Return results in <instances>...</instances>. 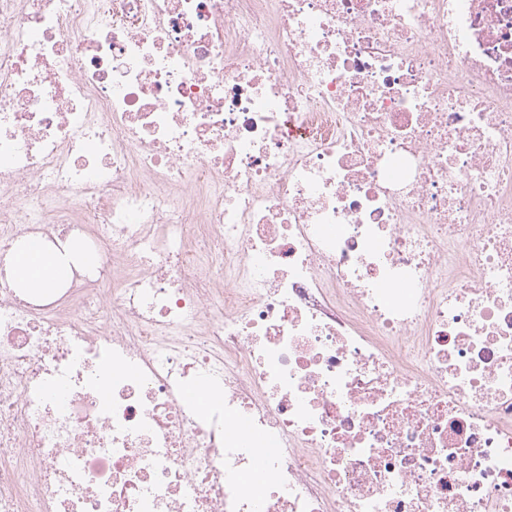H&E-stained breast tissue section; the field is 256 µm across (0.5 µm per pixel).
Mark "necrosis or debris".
Segmentation results:
<instances>
[{
  "label": "necrosis or debris",
  "mask_w": 512,
  "mask_h": 512,
  "mask_svg": "<svg viewBox=\"0 0 512 512\" xmlns=\"http://www.w3.org/2000/svg\"><path fill=\"white\" fill-rule=\"evenodd\" d=\"M0 512H512V0H0ZM58 262L42 249H24L15 256L11 275L27 288H56Z\"/></svg>",
  "instance_id": "4bbe7bcc"
}]
</instances>
